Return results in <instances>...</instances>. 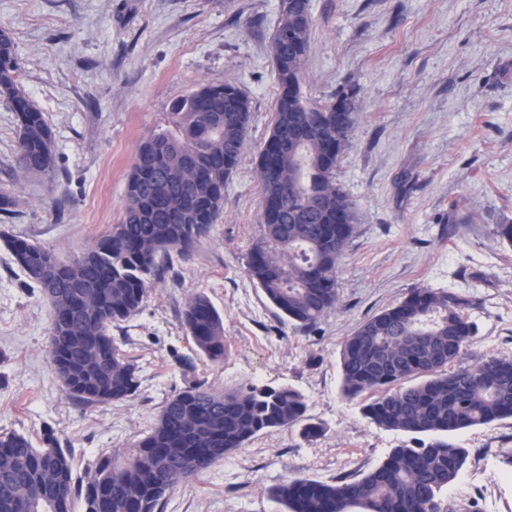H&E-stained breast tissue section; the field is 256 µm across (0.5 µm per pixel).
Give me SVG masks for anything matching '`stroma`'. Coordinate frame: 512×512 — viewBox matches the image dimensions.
<instances>
[{
    "mask_svg": "<svg viewBox=\"0 0 512 512\" xmlns=\"http://www.w3.org/2000/svg\"><path fill=\"white\" fill-rule=\"evenodd\" d=\"M279 0H0L21 88L44 112L54 178L15 165L16 116L0 101V236L72 257L111 231L138 145L170 102L233 81L248 97L247 146L224 188V209L188 259L156 283L139 312L112 327L140 386L124 401L70 399L51 368V306L0 243V431L40 441L54 429L79 470L153 425L164 403L198 383H252L302 392L321 436H256L224 463L179 485L164 512H280L269 490L286 478L356 476L406 440L370 424L343 398L341 344L365 317L414 288L473 296L478 334L468 362L512 354V0H310L302 88L325 100L358 92V128L336 178L358 212L341 261L340 302L294 329L246 274L262 233L255 166L268 138L277 81L270 44ZM203 293L224 318L223 361L200 353L180 322ZM469 450L441 495L446 512H512V418L459 431Z\"/></svg>",
    "mask_w": 512,
    "mask_h": 512,
    "instance_id": "35a3bbf8",
    "label": "stroma"
}]
</instances>
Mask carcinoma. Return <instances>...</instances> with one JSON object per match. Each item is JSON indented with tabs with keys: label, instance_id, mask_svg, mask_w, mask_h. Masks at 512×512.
I'll use <instances>...</instances> for the list:
<instances>
[{
	"label": "carcinoma",
	"instance_id": "obj_1",
	"mask_svg": "<svg viewBox=\"0 0 512 512\" xmlns=\"http://www.w3.org/2000/svg\"><path fill=\"white\" fill-rule=\"evenodd\" d=\"M298 0H279L271 43L277 77L268 143L276 165L258 156L263 236L246 273L289 324L312 329L339 300L338 268L356 232L354 203L336 182L341 155L356 133L357 113L338 121V98L301 89L311 16ZM13 40L0 30V98L18 120L17 168L54 171L55 142L43 112L19 89ZM250 102L233 83L202 84L176 97L166 126L140 143L119 223L81 254L60 260L24 240H7L16 263L52 309L47 354L65 392L84 405L135 395L137 367L112 338V325L139 312L148 290L174 258L189 257L224 209V187L245 150ZM469 296L415 288L364 318L341 344L343 394L366 398L375 426L414 437L368 472L323 481L290 478L272 497L284 512H441L440 494L456 481L468 450L448 435L512 418V354L475 364L462 358L477 326ZM183 328L212 360L224 359V319L204 293L189 298ZM307 401L268 384L217 393L195 384L168 399L150 430L131 447L100 456L76 472L71 449L53 431L37 448L17 432H0V512H163L182 482L205 473L256 436L303 425Z\"/></svg>",
	"mask_w": 512,
	"mask_h": 512
}]
</instances>
